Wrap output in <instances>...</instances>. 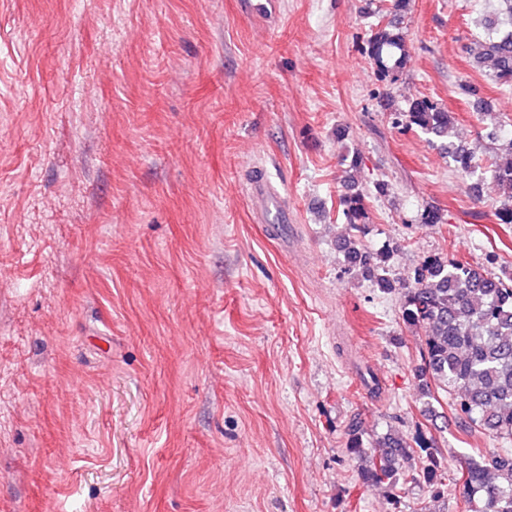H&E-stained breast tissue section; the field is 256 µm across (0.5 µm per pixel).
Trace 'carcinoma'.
Instances as JSON below:
<instances>
[{
  "label": "carcinoma",
  "mask_w": 512,
  "mask_h": 512,
  "mask_svg": "<svg viewBox=\"0 0 512 512\" xmlns=\"http://www.w3.org/2000/svg\"><path fill=\"white\" fill-rule=\"evenodd\" d=\"M410 0H388L385 14L369 29L362 51L377 71V81L392 83L407 63L409 52L401 17ZM480 50L474 57L498 87L512 89V0H495L481 19ZM391 125L402 131L418 130L436 139L448 137L453 113L427 96L409 101L406 109L389 113ZM487 137L495 160L484 165L459 145L446 146L462 176L479 184L512 188V130L498 120ZM338 214L353 230L370 223L366 194L351 190L337 202ZM346 262L375 279L383 291L395 288L385 275L389 255H378L350 239ZM402 320L425 331V348L415 379L423 394L437 387L451 395L450 408L468 432L478 431L512 441V274L489 277L470 263L446 256L425 258L405 289ZM347 451L365 458L360 477L364 483L397 485L403 464L420 451L429 465L423 479L437 489L445 471L441 458L422 440L417 445L400 436L377 441L378 454L365 450L361 430H347ZM462 494L469 512H512V448L486 456L474 452L464 459Z\"/></svg>",
  "instance_id": "carcinoma-1"
}]
</instances>
